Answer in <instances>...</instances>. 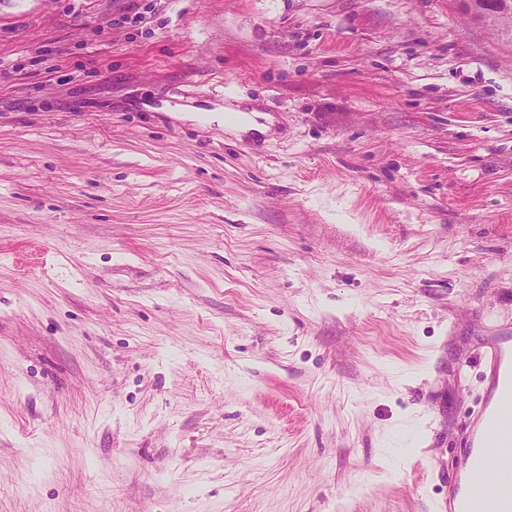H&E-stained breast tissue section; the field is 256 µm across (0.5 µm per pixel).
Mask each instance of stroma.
Returning a JSON list of instances; mask_svg holds the SVG:
<instances>
[{
    "instance_id": "35a3bbf8",
    "label": "stroma",
    "mask_w": 512,
    "mask_h": 512,
    "mask_svg": "<svg viewBox=\"0 0 512 512\" xmlns=\"http://www.w3.org/2000/svg\"><path fill=\"white\" fill-rule=\"evenodd\" d=\"M129 1L0 0V512H444L512 336V39Z\"/></svg>"
}]
</instances>
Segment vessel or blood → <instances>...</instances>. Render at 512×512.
I'll list each match as a JSON object with an SVG mask.
<instances>
[{
    "label": "vessel or blood",
    "instance_id": "obj_1",
    "mask_svg": "<svg viewBox=\"0 0 512 512\" xmlns=\"http://www.w3.org/2000/svg\"><path fill=\"white\" fill-rule=\"evenodd\" d=\"M485 395L447 478L448 512H512V343L483 351Z\"/></svg>",
    "mask_w": 512,
    "mask_h": 512
}]
</instances>
